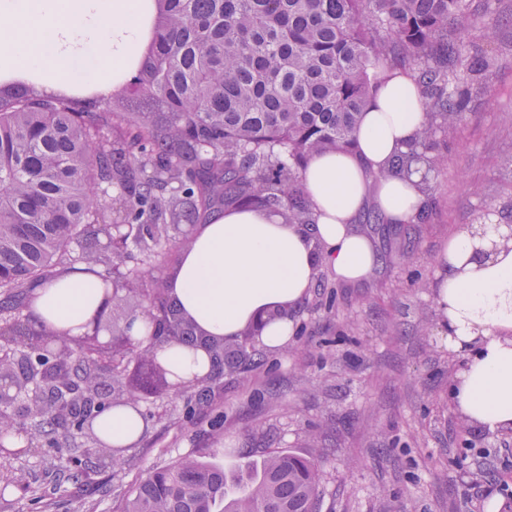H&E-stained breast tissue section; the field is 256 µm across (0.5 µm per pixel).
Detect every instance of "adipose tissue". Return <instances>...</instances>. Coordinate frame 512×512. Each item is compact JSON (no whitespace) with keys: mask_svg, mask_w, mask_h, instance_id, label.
Returning <instances> with one entry per match:
<instances>
[{"mask_svg":"<svg viewBox=\"0 0 512 512\" xmlns=\"http://www.w3.org/2000/svg\"><path fill=\"white\" fill-rule=\"evenodd\" d=\"M158 11V0H0V82L20 79L74 96L111 94L145 59ZM423 114L411 74L387 72L361 115L357 149L317 155L302 175L314 226L247 208L215 214L182 250L171 298L206 335L233 340L261 321L262 343L284 347L291 323L269 315L298 306L320 267L347 284L368 279L377 267L379 254L355 229V219L372 208L387 223L407 224L421 210L419 175L381 171L414 141ZM478 245L484 249L479 257ZM438 264L436 310L449 348L463 361L450 396L465 422L512 430V240H478L464 230L448 241ZM102 301L97 276L80 266L37 287L30 313L77 335ZM157 356L181 384L210 371L202 348L170 343ZM147 427L128 406L95 421L96 432L115 448L132 446Z\"/></svg>","mask_w":512,"mask_h":512,"instance_id":"obj_1","label":"adipose tissue"}]
</instances>
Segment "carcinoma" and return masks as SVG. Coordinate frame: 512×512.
Instances as JSON below:
<instances>
[{"label":"carcinoma","instance_id":"carcinoma-1","mask_svg":"<svg viewBox=\"0 0 512 512\" xmlns=\"http://www.w3.org/2000/svg\"><path fill=\"white\" fill-rule=\"evenodd\" d=\"M154 42L119 99L96 106L33 84H0V373L16 380L44 366L67 365L66 400L43 390L27 414L0 399V440L25 433L44 451L33 482H85L105 447L94 421L117 406L130 383L143 395L172 375L157 374V348L203 346L211 384L251 360L248 346L228 351L204 337L147 268L191 237L221 208L248 207L288 224L316 223L301 174L309 160L354 144L361 113L385 76L391 54L416 70L425 94L422 127L385 174L423 171L421 190L438 172L435 139L462 119L485 57L467 54L468 0H159ZM118 190L117 196L110 190ZM120 225L121 241L113 242ZM81 244L74 259L71 246ZM82 262L112 300L79 336L30 321L29 288ZM135 294L139 312L120 304ZM145 320L146 342L128 338ZM120 321L115 344L99 333ZM321 465L268 451L232 477L224 467L185 455L151 470L114 512H319Z\"/></svg>","mask_w":512,"mask_h":512}]
</instances>
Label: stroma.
<instances>
[{"label":"stroma","instance_id":"obj_1","mask_svg":"<svg viewBox=\"0 0 512 512\" xmlns=\"http://www.w3.org/2000/svg\"><path fill=\"white\" fill-rule=\"evenodd\" d=\"M471 48L491 58L457 128L441 138L423 224L356 227L381 256L364 282L329 269L296 309L286 347L251 344L256 365L225 375L209 400L186 410L193 387L147 398L149 427L87 485L23 488L42 451L23 445L0 458V512H112L148 471L205 453L231 472L268 449L313 457L323 470L320 512H484L496 482L512 477V431L466 423L448 398L460 365L445 344L434 303L443 245L485 212L512 222V0H470ZM499 25L485 39L483 25Z\"/></svg>","mask_w":512,"mask_h":512}]
</instances>
